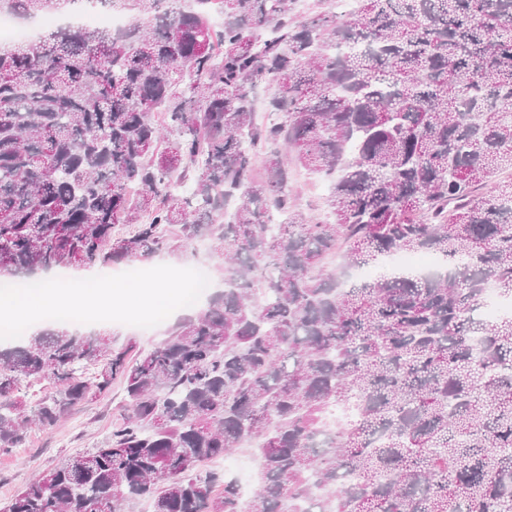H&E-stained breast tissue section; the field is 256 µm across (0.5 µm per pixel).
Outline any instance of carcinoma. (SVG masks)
<instances>
[{
    "mask_svg": "<svg viewBox=\"0 0 512 512\" xmlns=\"http://www.w3.org/2000/svg\"><path fill=\"white\" fill-rule=\"evenodd\" d=\"M95 2L131 25L0 48V275L205 241L224 288L132 360L64 327L1 349L0 453L116 379L128 411L0 512H512V316L478 315L488 289L512 298V0L347 18L320 0L302 19L292 0ZM260 81L277 87L261 125ZM298 167L330 182L333 220L292 200ZM340 250L351 267L427 251L441 271L345 288L324 271ZM34 380L55 391L32 407ZM247 441L245 501L196 466Z\"/></svg>",
    "mask_w": 512,
    "mask_h": 512,
    "instance_id": "carcinoma-1",
    "label": "carcinoma"
}]
</instances>
